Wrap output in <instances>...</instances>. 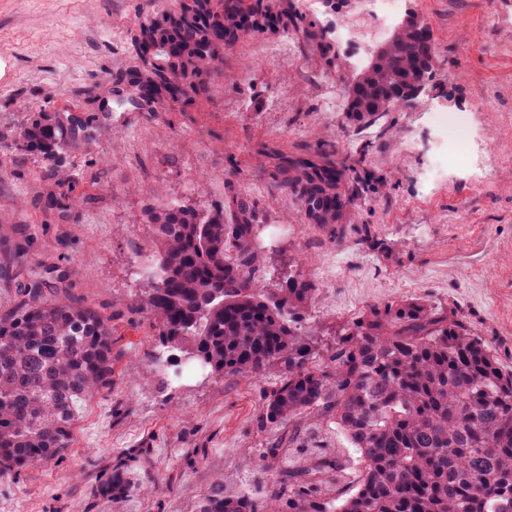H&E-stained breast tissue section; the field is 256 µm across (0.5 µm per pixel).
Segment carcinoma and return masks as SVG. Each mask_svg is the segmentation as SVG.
<instances>
[{
	"instance_id": "carcinoma-1",
	"label": "carcinoma",
	"mask_w": 512,
	"mask_h": 512,
	"mask_svg": "<svg viewBox=\"0 0 512 512\" xmlns=\"http://www.w3.org/2000/svg\"><path fill=\"white\" fill-rule=\"evenodd\" d=\"M320 35L301 15L280 17L270 0H183L140 27L139 43L177 52L139 55L133 77L112 79L113 93L145 86L131 103L153 112L189 101L218 71L219 52L254 33ZM437 54L407 35L348 89L349 113L377 114L384 103L414 101L416 71L430 76ZM70 135L34 121L16 149L57 161ZM274 189L297 198L314 224H336L359 197L350 165L327 151L285 153L276 146ZM158 250L150 288L138 298L162 353L155 372L180 376L194 360L218 380L273 373L258 420L265 434L249 489L217 484L199 512H512V370L447 307L421 302L374 306L343 324L330 343L301 331L314 288L290 271L262 285L258 217L242 195L209 213L178 202L150 215ZM112 385V328L81 301L23 285L17 308L0 314V477L52 460L69 445L78 407ZM341 434L347 446L335 444Z\"/></svg>"
}]
</instances>
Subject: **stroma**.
<instances>
[{
    "label": "stroma",
    "instance_id": "1",
    "mask_svg": "<svg viewBox=\"0 0 512 512\" xmlns=\"http://www.w3.org/2000/svg\"><path fill=\"white\" fill-rule=\"evenodd\" d=\"M320 43L268 65L259 34L228 55L191 104L122 112L112 76L129 71L139 22L159 16L156 0H0V314L20 301L28 274L111 320L112 385L88 402L68 448L47 464L0 479V512H197L220 478L241 479L255 464L266 375L217 382L189 368L181 380L152 371L158 346L136 299L148 286L140 259L157 248L151 209L172 201L202 211L234 193L256 203L266 254L265 287L287 270L315 292L305 324L323 332L370 306L415 300L452 306L473 335L512 369V46L497 23L512 0H404L429 26L439 64L412 105L367 122L339 112L322 126V79L348 84L352 49L338 42L341 20L359 0L306 12ZM480 113L500 167L479 185L458 179L428 191L418 171L430 156L429 110ZM91 120L60 167L15 153L28 120ZM415 137V154L398 141ZM288 152L337 143L356 166L361 196L339 224H311L299 202L272 187L264 146ZM170 489L131 490L120 502L96 486L117 462Z\"/></svg>",
    "mask_w": 512,
    "mask_h": 512
}]
</instances>
